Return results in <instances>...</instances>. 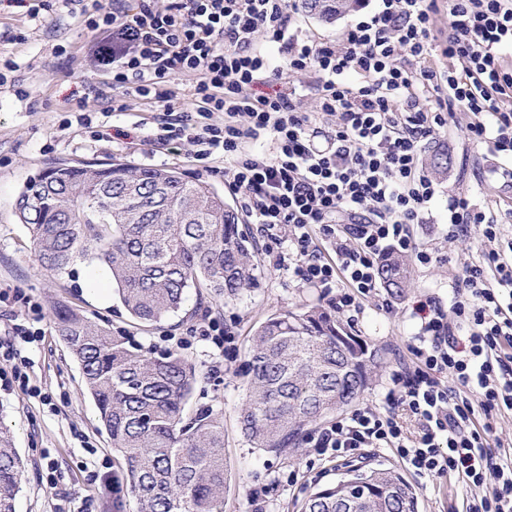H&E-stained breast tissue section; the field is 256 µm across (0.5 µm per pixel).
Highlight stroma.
<instances>
[{"mask_svg": "<svg viewBox=\"0 0 512 512\" xmlns=\"http://www.w3.org/2000/svg\"><path fill=\"white\" fill-rule=\"evenodd\" d=\"M28 8V0H0V54L13 57L20 65L11 83L0 86V291L10 295L0 303V337L11 320L27 316V308L12 300L15 292L39 305L37 326L42 331L40 341L22 352L28 388L0 386V424L9 429L25 464L16 512H58L62 507L67 512H135V503L122 486L123 475L112 464L116 456L112 442L99 423L93 400L83 391L80 367L55 332L51 310L58 303L72 306L112 332L124 333L145 353L179 352L205 374L189 406H209L224 416V461L231 474L224 512H299L303 500L317 487L336 481L346 464L320 454L308 443L291 462L252 448L237 422L247 394L241 368L256 328L268 317L307 305L330 307V296L301 284L287 272L273 270L266 247H259L256 287L241 299L214 303L208 315L223 323L234 339L232 350L223 355L211 341L187 337L189 328L206 316L196 309L195 292H188L183 314L138 326L117 299L98 260H79L70 273L62 275L41 268L30 235L17 217L15 201L28 179L52 163L174 167L186 178L214 187L234 208H241L242 201L230 191L222 173L189 158L187 151L162 149L143 143L141 137H127V130L136 127L142 134L155 128L159 110L149 101L126 99L128 110L112 120L117 134L101 141L94 140L83 126L68 124L70 111L80 109L98 116L122 93L108 87L104 70L90 66L97 41L64 4L59 2L53 11L34 20ZM18 32L23 33L24 42L12 43ZM17 83L30 91L29 99L16 97L13 86ZM469 120L464 112L450 117L447 128L431 143L434 151L449 148L453 161L438 178L442 191L431 205L427 223L414 227L418 243L448 252L449 262L412 268L409 288L402 296L390 297L389 309H382L379 298L364 300L354 326L356 334L381 351V366L365 403L375 401L392 370L410 360L406 344L417 330L411 317L416 297L426 294L447 300L459 272L458 258L479 255V239L463 237L449 243L442 235L448 222L449 194L459 192L479 204L491 200L512 208V179L500 175L501 170L512 171V159L502 160L497 169L485 167L484 147L469 144L461 132ZM363 460L369 466L402 473L418 495L419 512H449L450 507L460 506L466 494L456 481L414 475L387 449H366ZM50 469L57 477L53 489L44 480ZM91 469L99 474L93 483L87 476ZM264 484L271 485L272 491L258 511L248 495Z\"/></svg>", "mask_w": 512, "mask_h": 512, "instance_id": "obj_1", "label": "stroma"}]
</instances>
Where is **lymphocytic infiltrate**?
<instances>
[{
	"instance_id": "obj_1",
	"label": "lymphocytic infiltrate",
	"mask_w": 512,
	"mask_h": 512,
	"mask_svg": "<svg viewBox=\"0 0 512 512\" xmlns=\"http://www.w3.org/2000/svg\"><path fill=\"white\" fill-rule=\"evenodd\" d=\"M65 2L102 38L95 60L124 93L113 111H127L130 96L151 100L161 110L152 141L223 161L251 223L278 247L272 268L335 292L338 313L360 312L376 295L387 253L420 267L447 261L411 227L440 192L421 151L450 114H470L469 142L512 156V67L500 56L512 47V0H448L441 38L437 0H378L337 41L298 37L288 0ZM303 73L314 76V111H302L293 90L252 92ZM176 74L190 81L181 106ZM498 225L493 206L449 196L448 240L474 234L487 249L459 260L449 303L414 301L410 361L379 402L313 439L339 458L389 448L419 477L456 479L470 491L463 512H512V450L489 445L512 412V258L495 246Z\"/></svg>"
}]
</instances>
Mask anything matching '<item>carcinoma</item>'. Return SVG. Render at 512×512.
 Masks as SVG:
<instances>
[{
  "label": "carcinoma",
  "instance_id": "carcinoma-1",
  "mask_svg": "<svg viewBox=\"0 0 512 512\" xmlns=\"http://www.w3.org/2000/svg\"><path fill=\"white\" fill-rule=\"evenodd\" d=\"M302 2L332 23L359 0ZM16 213L46 270L60 275L89 256L105 265L137 325L177 315L192 288L236 300L258 280L257 249L239 229L238 213L175 168L56 163L27 182ZM409 276L404 256L381 264L380 279L395 295ZM53 323L121 457L136 512H224V419L211 407L187 409L203 379L195 366L177 352L149 356L66 304L55 307ZM379 361L380 350L326 308L270 316L244 363L241 433L267 454L296 455L312 429L364 398ZM24 471L10 432L0 427V512H15ZM301 512H418V498L397 471L352 465L311 492Z\"/></svg>",
  "mask_w": 512,
  "mask_h": 512
}]
</instances>
